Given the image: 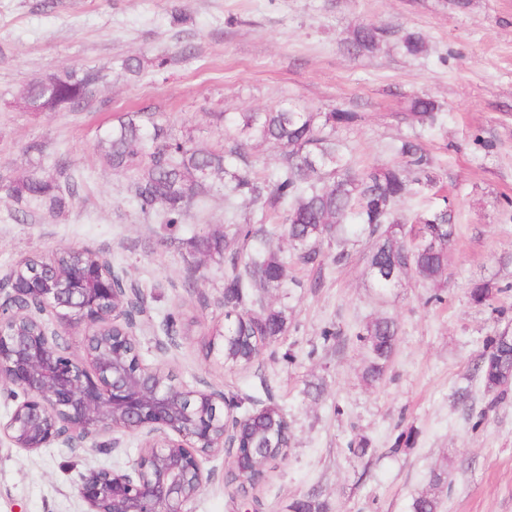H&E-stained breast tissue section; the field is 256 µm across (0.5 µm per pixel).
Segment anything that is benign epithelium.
Returning a JSON list of instances; mask_svg holds the SVG:
<instances>
[{
    "label": "benign epithelium",
    "instance_id": "obj_1",
    "mask_svg": "<svg viewBox=\"0 0 512 512\" xmlns=\"http://www.w3.org/2000/svg\"><path fill=\"white\" fill-rule=\"evenodd\" d=\"M78 258L59 277L53 257L41 272L13 267L0 282V381L14 408L0 419V441L34 452L53 444L97 450L98 438L145 437L128 471L98 469L77 492L86 512H190L209 481L204 462L220 453L242 478L238 421L224 394L162 377L137 350L135 316L144 297L127 286L102 253ZM80 335L83 355L61 346Z\"/></svg>",
    "mask_w": 512,
    "mask_h": 512
}]
</instances>
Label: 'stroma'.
<instances>
[{
    "label": "stroma",
    "instance_id": "stroma-1",
    "mask_svg": "<svg viewBox=\"0 0 512 512\" xmlns=\"http://www.w3.org/2000/svg\"><path fill=\"white\" fill-rule=\"evenodd\" d=\"M366 24L421 32L428 50L409 57L387 42L372 55H349L347 38ZM129 58L140 60L139 71L123 69ZM85 65L105 73L85 110L24 111L32 82ZM415 94L445 110L421 138L436 182L402 206L413 214L444 195L455 211L440 301L413 276L378 287L367 272L371 243L358 234L343 263L327 245L322 267L289 265L287 287L267 296L287 305V332L250 366L224 367L210 350L224 325V263L201 260L191 247L194 236L228 231L223 191L166 227L140 212L128 176L100 158V137L117 115L143 109L173 134L216 146L224 114L290 101L309 112L360 113L334 136L364 169L394 162L393 146L412 133L400 114ZM33 143L41 152L30 151ZM61 154L83 184L61 213L33 209L16 220L0 187V277L35 253H104L148 297L136 329L145 363L183 386L280 405L290 449L267 467L259 512H288L308 493L332 512H410L426 493L439 512H512V392L490 404L471 376L490 339L512 330V0H469L461 10L450 0H55L51 8L0 0V177L53 180ZM480 283L493 301H471ZM382 317L399 334L383 380L371 387L356 334ZM327 328L337 338L324 340ZM463 388L472 396L466 409L454 399ZM100 441L95 451L0 445V512H85L83 475L127 470L142 443L136 434L117 449L111 434ZM204 468L211 478L191 512H246L226 485L223 455Z\"/></svg>",
    "mask_w": 512,
    "mask_h": 512
}]
</instances>
